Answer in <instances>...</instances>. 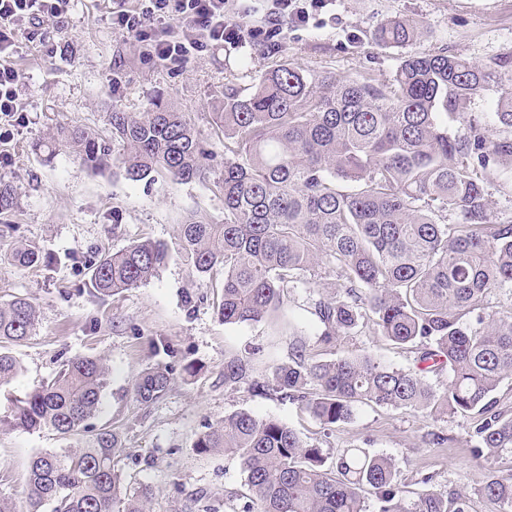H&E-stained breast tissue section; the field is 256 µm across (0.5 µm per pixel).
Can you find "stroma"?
I'll use <instances>...</instances> for the list:
<instances>
[{"mask_svg":"<svg viewBox=\"0 0 512 512\" xmlns=\"http://www.w3.org/2000/svg\"><path fill=\"white\" fill-rule=\"evenodd\" d=\"M109 7V0H78L68 20L51 25L16 60L29 76L23 90L27 112L18 132L0 142V153L9 158L0 166V178L14 183L17 197L11 216L17 229L0 232V253L21 238L56 261L37 271L0 264V297L26 295L39 310L36 336L12 348L23 370L0 388V417L10 414L11 397L50 377L66 359L101 356L110 376L92 423L118 433V466L127 491L149 489L150 512H187L189 500L198 495L215 512H239L248 494L239 460L199 456L193 444L205 423L240 409L284 421L331 457L356 445L406 457L400 473L405 504L416 500L427 478L433 486L472 493V512H493V505L474 490L486 468L511 473L512 452L486 460L473 457L471 435L478 415L434 420L419 412L360 403L352 423L328 431L299 405L244 386L225 387V356L248 349L261 351L254 362L258 376L287 362L292 346L301 343L318 360L366 350L405 369L414 355L376 336L369 323L337 345L320 344V326L299 288L289 292L278 323L224 325L209 301L208 280L193 275L175 251L178 226L188 211L198 208L223 220L224 200L209 185L149 184L94 174L66 153L46 164L30 144L58 123L107 132L106 114L113 105L137 112L159 91L207 133L213 107L225 92L250 93L269 69L284 61L340 79L390 80L402 51L376 44L372 32L392 17L420 23L423 35L416 51L459 53L482 66L512 60V0H336L334 20L304 28L285 24L278 49L227 43L208 47L182 65L155 63L137 43L113 32L106 21ZM147 237L173 248L156 277L105 299L89 294V261ZM292 319L298 324L293 332L288 329ZM160 337L194 362L197 372L190 376L175 369L166 395L145 404L135 397L133 383L158 364L146 343ZM431 431L443 437V444H425ZM67 445L52 431L0 425V498L16 512H26L31 459Z\"/></svg>","mask_w":512,"mask_h":512,"instance_id":"35a3bbf8","label":"stroma"}]
</instances>
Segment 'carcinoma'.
<instances>
[{"instance_id":"cac0c4a2","label":"carcinoma","mask_w":512,"mask_h":512,"mask_svg":"<svg viewBox=\"0 0 512 512\" xmlns=\"http://www.w3.org/2000/svg\"><path fill=\"white\" fill-rule=\"evenodd\" d=\"M420 24L393 17L374 42L405 48ZM495 87L491 115L469 112ZM111 136L69 125L32 142L46 162L65 150L97 173L131 181L212 182L224 219L193 210L179 227L181 253L210 281L212 307L226 325L271 319L288 290L306 288L310 314L330 345L370 322L375 334L414 350L415 366L392 367L368 352L315 360L305 346L272 375L251 377L254 349L224 359V387L245 382L259 395L298 403L322 425L352 421L358 403L413 410L432 418L476 413V457L512 452V416L494 393L512 379V316L485 313L492 290L512 285V221L491 212L486 184L512 160V88L500 72L460 54L400 57L391 80H338L283 62L242 96L227 92L212 113L211 134L223 138L224 161L205 146L188 113L158 92L141 112L108 113ZM462 127L454 131L450 124ZM122 153L114 154L115 145ZM16 207L14 186L0 181L4 227ZM454 214L458 220L448 223ZM169 257L162 241H136L89 265L95 296L137 288ZM19 269L44 264L42 251L18 241L6 256ZM333 278L324 294L318 282ZM467 314L476 322L463 321ZM28 297L0 302V386L22 371L9 346L36 334ZM448 370L445 385L428 374ZM109 368L78 356L15 400L9 424L50 429L81 445L35 456L26 476L28 512H148L147 498L127 495L117 467L120 439L86 429L101 405ZM170 366L138 375L133 391L150 403L169 390ZM199 455L238 459L250 492L241 512H471L466 493L433 487L411 509L402 506L401 460L363 447L334 460L288 424L240 410L207 423L193 444ZM478 493L495 512H512V474L484 472Z\"/></svg>"}]
</instances>
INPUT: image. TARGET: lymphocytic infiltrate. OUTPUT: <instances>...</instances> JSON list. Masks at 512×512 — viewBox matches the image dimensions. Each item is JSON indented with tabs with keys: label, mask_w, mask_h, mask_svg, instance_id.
I'll list each match as a JSON object with an SVG mask.
<instances>
[{
	"label": "lymphocytic infiltrate",
	"mask_w": 512,
	"mask_h": 512,
	"mask_svg": "<svg viewBox=\"0 0 512 512\" xmlns=\"http://www.w3.org/2000/svg\"><path fill=\"white\" fill-rule=\"evenodd\" d=\"M261 0H241L239 12L247 24L230 22L225 0H136L127 6L116 0L109 21L113 32L140 43L149 58L186 62L194 52L213 43L232 41L263 45L278 41L284 22L307 25L318 13L330 10L334 0H273L261 10ZM75 0H0V119L15 126L25 113L21 89L25 72L16 59L23 44L33 42L38 27L68 19Z\"/></svg>",
	"instance_id": "f902f5d3"
}]
</instances>
